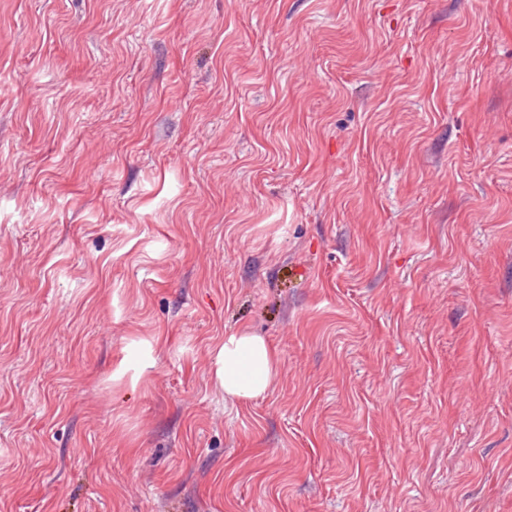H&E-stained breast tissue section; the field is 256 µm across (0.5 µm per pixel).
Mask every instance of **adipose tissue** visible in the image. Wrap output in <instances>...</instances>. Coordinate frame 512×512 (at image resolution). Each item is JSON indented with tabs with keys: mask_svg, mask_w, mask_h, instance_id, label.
<instances>
[{
	"mask_svg": "<svg viewBox=\"0 0 512 512\" xmlns=\"http://www.w3.org/2000/svg\"><path fill=\"white\" fill-rule=\"evenodd\" d=\"M279 366L277 350L264 337L243 332L225 337L216 355L214 379L225 396L254 399L268 391Z\"/></svg>",
	"mask_w": 512,
	"mask_h": 512,
	"instance_id": "ef3b65f1",
	"label": "adipose tissue"
}]
</instances>
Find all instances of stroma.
Returning <instances> with one entry per match:
<instances>
[{
    "mask_svg": "<svg viewBox=\"0 0 512 512\" xmlns=\"http://www.w3.org/2000/svg\"><path fill=\"white\" fill-rule=\"evenodd\" d=\"M0 512H512V0H0ZM214 364V379L225 397L248 400L271 387L280 357L264 337L243 332L225 337Z\"/></svg>",
    "mask_w": 512,
    "mask_h": 512,
    "instance_id": "35a3bbf8",
    "label": "stroma"
}]
</instances>
